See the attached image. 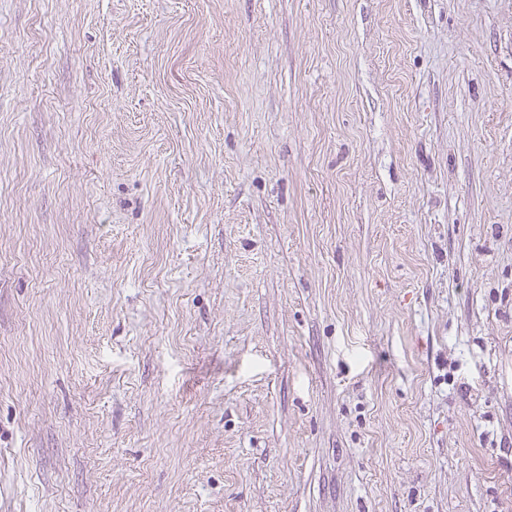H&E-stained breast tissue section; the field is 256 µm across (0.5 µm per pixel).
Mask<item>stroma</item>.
<instances>
[{
  "mask_svg": "<svg viewBox=\"0 0 512 512\" xmlns=\"http://www.w3.org/2000/svg\"><path fill=\"white\" fill-rule=\"evenodd\" d=\"M0 512H512V0H0Z\"/></svg>",
  "mask_w": 512,
  "mask_h": 512,
  "instance_id": "1",
  "label": "stroma"
}]
</instances>
